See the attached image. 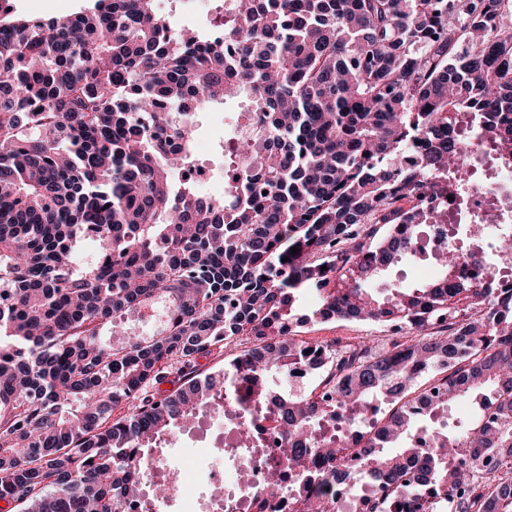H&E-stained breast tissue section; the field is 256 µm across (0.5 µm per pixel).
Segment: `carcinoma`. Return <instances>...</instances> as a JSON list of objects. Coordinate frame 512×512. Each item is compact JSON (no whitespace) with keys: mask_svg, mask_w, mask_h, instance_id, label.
Returning <instances> with one entry per match:
<instances>
[{"mask_svg":"<svg viewBox=\"0 0 512 512\" xmlns=\"http://www.w3.org/2000/svg\"><path fill=\"white\" fill-rule=\"evenodd\" d=\"M153 2L0 14V500L124 512L140 492L130 449L162 451L204 411L224 416L241 380L277 416L296 492L345 479L342 439L320 449L324 471L308 454L331 405L288 392L313 347L296 329L315 318L417 334L383 350L324 345L331 407L421 366L448 402L477 400L486 416L434 434L409 477L417 418L408 403L384 416L360 452L386 489L368 512L428 487L452 512H512V288L457 272L465 256L512 255L511 235L485 236L501 213L456 225L437 279L387 281L430 254L417 229L451 223L417 201L437 188L464 212L483 179L512 169V0H228L222 39L174 32ZM239 96L238 140L222 145L235 177L202 197L186 177L193 115ZM452 129L479 133L487 170L467 165ZM91 233L99 248L78 265ZM132 318L156 327L132 336ZM243 336L223 372L201 376L200 359ZM170 374L180 389L149 390ZM461 438L482 461L473 472L443 463ZM224 447L253 452L248 415Z\"/></svg>","mask_w":512,"mask_h":512,"instance_id":"carcinoma-1","label":"carcinoma"}]
</instances>
